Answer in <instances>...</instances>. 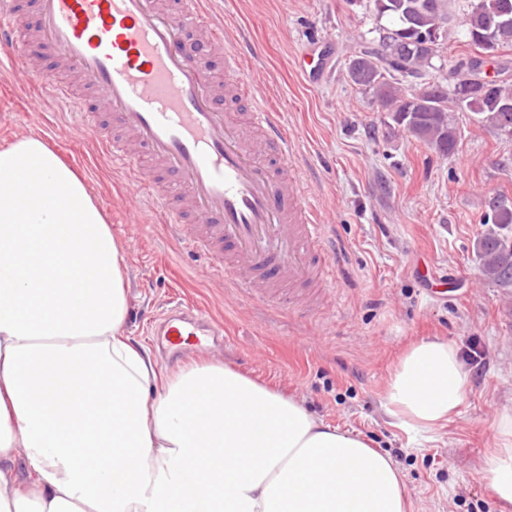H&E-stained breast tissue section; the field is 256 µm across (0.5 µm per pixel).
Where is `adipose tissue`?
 <instances>
[{"instance_id": "1", "label": "adipose tissue", "mask_w": 512, "mask_h": 512, "mask_svg": "<svg viewBox=\"0 0 512 512\" xmlns=\"http://www.w3.org/2000/svg\"><path fill=\"white\" fill-rule=\"evenodd\" d=\"M127 314L123 247L86 183L39 137L1 147L0 512H413L389 453L220 362L160 377ZM468 385L455 347L422 339L384 408L430 431ZM493 434L479 475L512 503V413Z\"/></svg>"}]
</instances>
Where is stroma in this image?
Here are the masks:
<instances>
[{
	"mask_svg": "<svg viewBox=\"0 0 512 512\" xmlns=\"http://www.w3.org/2000/svg\"><path fill=\"white\" fill-rule=\"evenodd\" d=\"M242 36L245 72L298 139L340 264L325 290L307 285L295 306L244 298L214 279L204 258L180 249L160 217L128 195L123 173L42 97L32 73L50 58L0 54V146L23 135L54 146L85 179L123 244L129 269L128 336L163 375L214 358L302 399L326 423L360 434L403 470L415 512H512L479 479L491 426L512 410V288L484 281L473 252L489 197L512 204V140L460 112L458 150L443 156L398 127L347 74L356 35L381 24L367 0H210ZM322 45L328 68L308 84L299 54ZM200 306L224 325L225 343L180 356L151 333L172 302ZM463 349L479 341L486 364L458 416L430 432L405 429L382 406L389 371L413 340Z\"/></svg>",
	"mask_w": 512,
	"mask_h": 512,
	"instance_id": "stroma-1",
	"label": "stroma"
}]
</instances>
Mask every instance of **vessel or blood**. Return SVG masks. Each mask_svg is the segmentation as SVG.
I'll return each instance as SVG.
<instances>
[{
	"mask_svg": "<svg viewBox=\"0 0 512 512\" xmlns=\"http://www.w3.org/2000/svg\"><path fill=\"white\" fill-rule=\"evenodd\" d=\"M36 14L40 49L76 74L82 90L33 75L70 110L96 151L149 202L168 237L203 255L214 276L248 297H279L283 284L336 278L335 252L297 163V145L260 90L244 81L236 37L207 0H0V47L23 51L18 16ZM250 103L248 124L215 95L211 58ZM103 100L122 129L101 125L90 97ZM174 177L172 198L158 176ZM191 326L210 340L223 326L203 313L174 311L158 329L172 345Z\"/></svg>",
	"mask_w": 512,
	"mask_h": 512,
	"instance_id": "b4317fda",
	"label": "vessel or blood"
}]
</instances>
